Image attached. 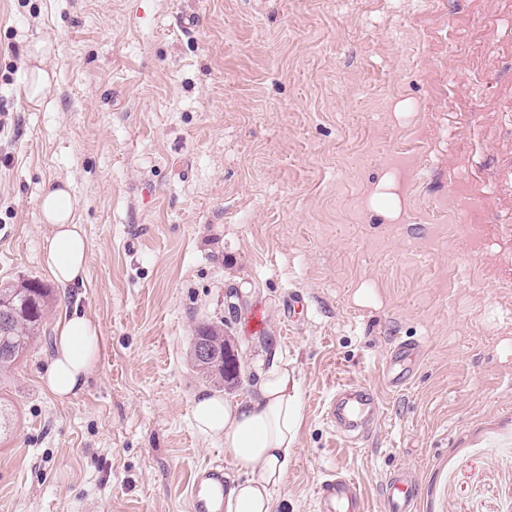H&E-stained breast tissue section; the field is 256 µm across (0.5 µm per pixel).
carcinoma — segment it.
<instances>
[{
  "mask_svg": "<svg viewBox=\"0 0 512 512\" xmlns=\"http://www.w3.org/2000/svg\"><path fill=\"white\" fill-rule=\"evenodd\" d=\"M51 296L50 289L33 279L0 282V372L12 368L29 350L35 331L40 327ZM193 340L212 351L207 361L191 358L203 378L219 388L237 373L235 360L224 359V321L197 326Z\"/></svg>",
  "mask_w": 512,
  "mask_h": 512,
  "instance_id": "obj_1",
  "label": "carcinoma"
}]
</instances>
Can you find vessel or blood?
Returning <instances> with one entry per match:
<instances>
[{"instance_id":"b4317fda","label":"vessel or blood","mask_w":512,"mask_h":512,"mask_svg":"<svg viewBox=\"0 0 512 512\" xmlns=\"http://www.w3.org/2000/svg\"><path fill=\"white\" fill-rule=\"evenodd\" d=\"M418 347L411 342L396 343L388 355L390 385L405 387L413 376L411 362ZM381 403L369 388L348 384L340 387L327 407V417L337 435L351 436L364 431L365 423L377 419ZM380 495L386 512H413L420 487L406 470L391 472L382 483ZM228 486L224 468L214 464L195 472L187 494V512H224ZM319 512H367V501L355 480L341 471L326 474L316 490Z\"/></svg>"}]
</instances>
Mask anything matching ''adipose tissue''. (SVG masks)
Segmentation results:
<instances>
[{
  "label": "adipose tissue",
  "instance_id": "1",
  "mask_svg": "<svg viewBox=\"0 0 512 512\" xmlns=\"http://www.w3.org/2000/svg\"><path fill=\"white\" fill-rule=\"evenodd\" d=\"M77 206L68 183L45 186L40 216L50 233L42 266L63 288L81 285L87 276L89 245L75 222ZM53 346L42 384L55 398L66 401L83 390L98 364L99 326L79 310L64 312L56 324ZM255 364L258 383L248 402L202 394L192 406L198 434L223 438L225 453L242 475L230 492L228 512H273V495L285 487L296 452L301 410L294 370L275 349L261 350Z\"/></svg>",
  "mask_w": 512,
  "mask_h": 512
}]
</instances>
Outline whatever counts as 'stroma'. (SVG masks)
I'll return each instance as SVG.
<instances>
[{"mask_svg": "<svg viewBox=\"0 0 512 512\" xmlns=\"http://www.w3.org/2000/svg\"><path fill=\"white\" fill-rule=\"evenodd\" d=\"M57 182L80 201L87 279L53 286L0 373V512H186L193 472L231 464L191 415L214 390L192 336L220 319L242 379L222 397L253 394L257 349L295 370L274 512H318L336 470L384 512L398 468L418 512H512V0H0V279L44 280L39 198ZM476 229L483 253L449 245ZM73 307L102 351L61 402L41 377ZM399 341L421 357L392 390ZM346 384L383 406L352 444L327 418ZM51 77L52 74L42 68L33 67L30 69L29 80L25 89L26 99L30 103L39 105L42 102L50 86Z\"/></svg>", "mask_w": 512, "mask_h": 512, "instance_id": "stroma-1", "label": "stroma"}]
</instances>
